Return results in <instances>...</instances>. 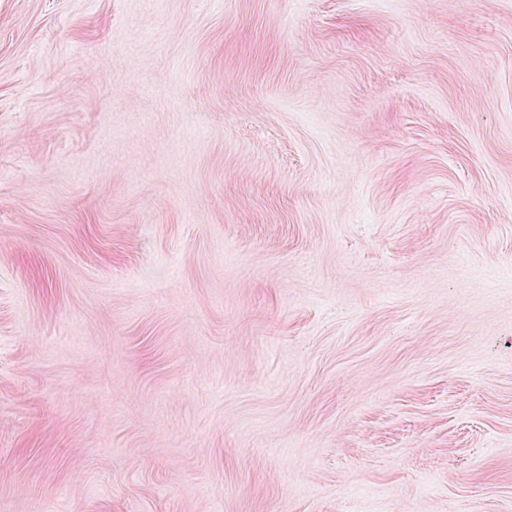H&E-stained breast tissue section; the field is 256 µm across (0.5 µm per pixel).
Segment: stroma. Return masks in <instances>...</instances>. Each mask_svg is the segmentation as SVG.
<instances>
[{"mask_svg":"<svg viewBox=\"0 0 512 512\" xmlns=\"http://www.w3.org/2000/svg\"><path fill=\"white\" fill-rule=\"evenodd\" d=\"M0 512H512V0H0Z\"/></svg>","mask_w":512,"mask_h":512,"instance_id":"obj_1","label":"stroma"}]
</instances>
